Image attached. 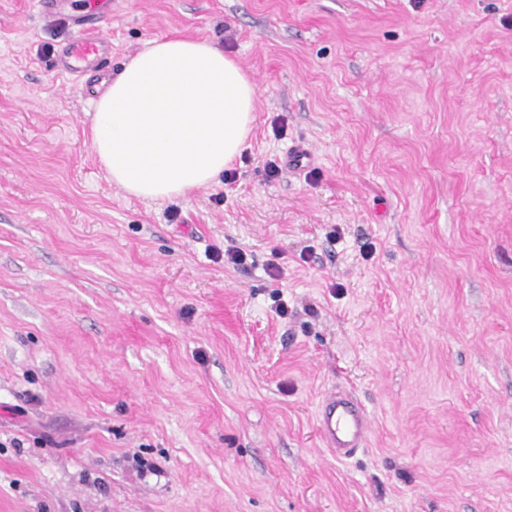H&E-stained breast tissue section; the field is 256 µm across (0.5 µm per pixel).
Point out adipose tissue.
Segmentation results:
<instances>
[{
	"label": "adipose tissue",
	"mask_w": 512,
	"mask_h": 512,
	"mask_svg": "<svg viewBox=\"0 0 512 512\" xmlns=\"http://www.w3.org/2000/svg\"><path fill=\"white\" fill-rule=\"evenodd\" d=\"M256 88L207 41H148L95 103L91 146L113 187L170 201L211 185L241 153Z\"/></svg>",
	"instance_id": "ef3b65f1"
}]
</instances>
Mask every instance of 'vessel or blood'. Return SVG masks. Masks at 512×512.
<instances>
[{"mask_svg":"<svg viewBox=\"0 0 512 512\" xmlns=\"http://www.w3.org/2000/svg\"><path fill=\"white\" fill-rule=\"evenodd\" d=\"M109 48V42L97 28H80L77 35L62 45L56 68L81 79L82 95L94 97L98 92L97 85L84 81L83 75L92 64L100 68L108 67ZM317 424L328 448L339 456L362 447L369 434V419L364 407L342 393L334 392L321 400Z\"/></svg>","mask_w":512,"mask_h":512,"instance_id":"vessel-or-blood-1","label":"vessel or blood"}]
</instances>
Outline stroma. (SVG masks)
<instances>
[{"label": "stroma", "mask_w": 512, "mask_h": 512, "mask_svg": "<svg viewBox=\"0 0 512 512\" xmlns=\"http://www.w3.org/2000/svg\"><path fill=\"white\" fill-rule=\"evenodd\" d=\"M89 8L0 0V512H512V0H112V75L178 34L257 87L164 202L54 66ZM317 424L328 448L336 456L362 448L369 434V419L364 407L342 393H330L321 400Z\"/></svg>", "instance_id": "35a3bbf8"}]
</instances>
